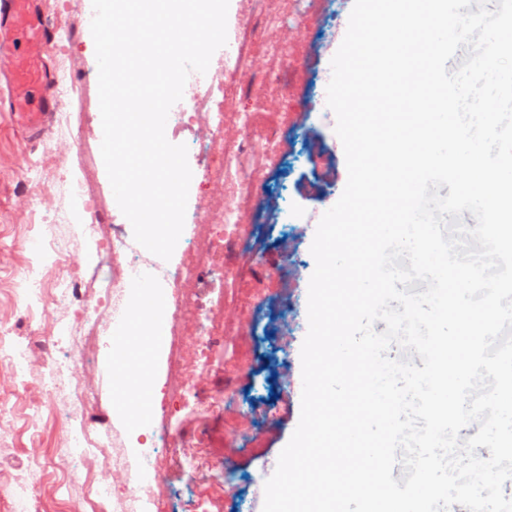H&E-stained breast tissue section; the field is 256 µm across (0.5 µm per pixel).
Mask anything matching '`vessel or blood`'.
<instances>
[{
  "label": "vessel or blood",
  "mask_w": 512,
  "mask_h": 512,
  "mask_svg": "<svg viewBox=\"0 0 512 512\" xmlns=\"http://www.w3.org/2000/svg\"><path fill=\"white\" fill-rule=\"evenodd\" d=\"M57 39L43 0H0V115L31 144L44 139L59 108Z\"/></svg>",
  "instance_id": "vessel-or-blood-1"
}]
</instances>
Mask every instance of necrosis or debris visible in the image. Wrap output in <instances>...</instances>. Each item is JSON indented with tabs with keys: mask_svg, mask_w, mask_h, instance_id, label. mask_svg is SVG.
<instances>
[{
	"mask_svg": "<svg viewBox=\"0 0 512 512\" xmlns=\"http://www.w3.org/2000/svg\"><path fill=\"white\" fill-rule=\"evenodd\" d=\"M224 71V64L210 65L205 85L196 90L192 115L171 108L165 127L166 132L175 135L185 127L195 126L197 137L190 144L191 151L222 152L224 166L215 179L221 189L217 216L224 226L223 235H214L210 225L198 223L196 213H187L185 220L193 226V234L186 242L189 259L172 264L145 250L122 225L105 224L98 218L72 225L74 209L93 210L94 194L84 176L68 169L56 180L63 206L29 244L32 254L46 259L47 265L42 271L24 272L23 302L28 309L37 311L41 321L49 323L50 332L38 339L18 336L0 341V367L12 375L36 373L45 399L34 403L32 410L49 412L64 425L55 457L59 463L72 466L73 471L60 491L67 494L78 489L82 512H149L154 500L166 491L163 483L141 479L127 495L113 498L101 484L102 471H111L116 477L124 475L126 455L116 434L94 416L95 386L87 352L103 333L129 320L143 280L169 284L174 292L168 322L169 387L173 397L189 404L194 378L211 358L207 337L223 331L222 316L234 303L233 281L228 278L208 305L199 308L204 336L188 335L182 317L195 303L190 285L212 269L224 248L240 239V219L256 202L254 172L260 164L276 165L283 159L280 140L273 132L265 134L259 151L245 140H225L226 116L219 102L224 95ZM68 225L74 226V237L84 247L107 254L112 260V276L98 288L85 287L80 272L60 262L64 251L60 230ZM92 296L98 299L96 312L93 317H83L79 308ZM0 496L9 499L12 512H43L35 483L28 475L0 474Z\"/></svg>",
	"mask_w": 512,
	"mask_h": 512,
	"instance_id": "necrosis-or-debris-1",
	"label": "necrosis or debris"
}]
</instances>
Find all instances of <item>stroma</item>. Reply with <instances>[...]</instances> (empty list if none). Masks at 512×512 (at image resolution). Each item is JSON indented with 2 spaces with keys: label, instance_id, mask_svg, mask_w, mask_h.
Instances as JSON below:
<instances>
[{
  "label": "stroma",
  "instance_id": "1",
  "mask_svg": "<svg viewBox=\"0 0 512 512\" xmlns=\"http://www.w3.org/2000/svg\"><path fill=\"white\" fill-rule=\"evenodd\" d=\"M90 0H44L45 9L66 34L55 54L84 95L69 101L63 115L82 137L63 140L50 132L31 145L9 120L0 119V325L14 334L33 336L42 325L28 318L14 290L31 263L27 239L61 204L51 176L22 182L24 160L41 163L53 150L57 165L81 166L88 175L105 223H125L102 160L93 129L100 121L97 61L83 14ZM354 0H317L310 15L297 13L292 0H276L279 23L257 18L250 0H229L228 33L238 26L257 27L249 57L230 64L225 73L224 109L248 112L252 101L245 88L253 82L264 97L262 121L278 131L286 153L278 167L255 174L257 207L241 218L250 235L234 267L235 307L225 312L226 328L212 338L214 361L196 379L202 403L180 410L176 400L161 393L135 417L114 409V372L118 359L139 360L147 341L126 330L122 339L104 335L92 367L98 397L94 412L121 434L130 463H137L141 445H155V430L169 415L181 416L168 430L167 460L160 473L169 490L153 512H199L218 499L224 512H258L259 495L272 475L281 450L300 416L302 342L308 330L307 292L315 268L310 252L322 215L339 199L347 170L342 144L334 132L331 110L318 97L322 80L330 78V62L345 35ZM287 41L288 57L268 73V48ZM188 201L207 199L219 205L210 179L223 164L221 152L192 156ZM36 379L17 387L16 406L25 417L9 448L0 450V467L31 472L46 512H76L56 498L50 482L62 479L52 454L60 427L47 415H27L31 400L41 398ZM199 457L198 467L187 464Z\"/></svg>",
  "mask_w": 512,
  "mask_h": 512
}]
</instances>
